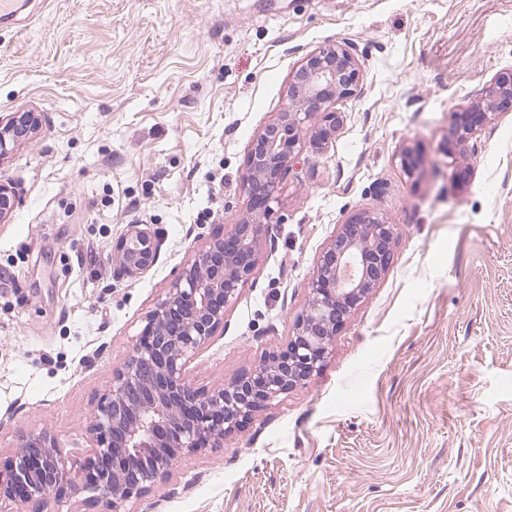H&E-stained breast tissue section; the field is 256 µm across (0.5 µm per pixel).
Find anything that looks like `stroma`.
I'll use <instances>...</instances> for the list:
<instances>
[{
    "label": "stroma",
    "mask_w": 512,
    "mask_h": 512,
    "mask_svg": "<svg viewBox=\"0 0 512 512\" xmlns=\"http://www.w3.org/2000/svg\"><path fill=\"white\" fill-rule=\"evenodd\" d=\"M0 26V115L40 113L0 161V465L50 431L71 464L112 373L215 230L249 214L253 138L292 76L346 40L361 64L332 139L283 178L253 279L190 364L230 382L285 343L308 284L359 212L395 226L384 278L320 371L185 452L131 512H512V112L448 145L455 110L512 69V0H26ZM420 149L414 174L400 165ZM472 173L460 182L457 171ZM162 244L140 277L112 247ZM141 226L145 225H128L126 232L115 243L113 252L118 261V276L137 277L158 262L161 244Z\"/></svg>",
    "instance_id": "stroma-1"
}]
</instances>
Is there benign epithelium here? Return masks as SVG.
Segmentation results:
<instances>
[{"instance_id": "obj_1", "label": "benign epithelium", "mask_w": 512, "mask_h": 512, "mask_svg": "<svg viewBox=\"0 0 512 512\" xmlns=\"http://www.w3.org/2000/svg\"><path fill=\"white\" fill-rule=\"evenodd\" d=\"M360 67L352 44L337 41L304 58L290 83L288 108L252 141L243 190L255 217L212 237L167 288L147 317L134 355L112 375L90 424L92 444L83 476L71 475L65 454L48 431L22 438L5 472L0 501L19 500L44 512L48 495L102 503V512H123L164 477L183 451L215 447L224 435L289 392L322 366L346 318L388 270L394 229L383 218L360 213L342 225L309 283L306 308L284 346L228 384L198 388L188 375L193 356L214 336L224 311L251 280L257 247L269 232L271 212L290 163L300 155L303 131L325 142L342 120L333 99L351 95ZM501 112H512V70L499 73L480 100L454 113L450 143L466 151L474 135ZM39 126L32 112L0 119V160ZM15 187L0 183V221L20 204ZM160 242L139 224L116 241L119 276L137 277L158 262Z\"/></svg>"}]
</instances>
